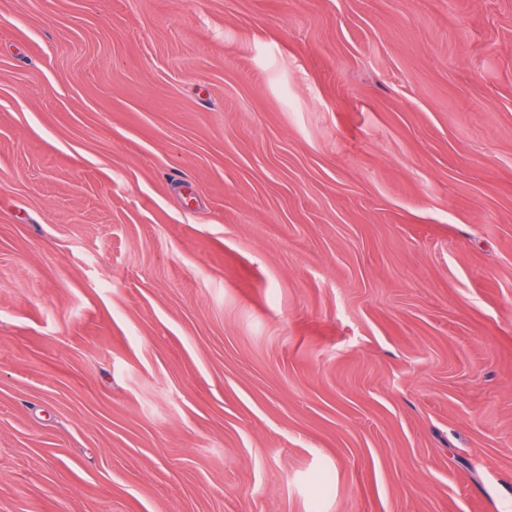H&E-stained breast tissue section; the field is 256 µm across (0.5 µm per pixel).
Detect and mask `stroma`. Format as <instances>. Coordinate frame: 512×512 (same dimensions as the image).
Instances as JSON below:
<instances>
[{"instance_id": "obj_1", "label": "stroma", "mask_w": 512, "mask_h": 512, "mask_svg": "<svg viewBox=\"0 0 512 512\" xmlns=\"http://www.w3.org/2000/svg\"><path fill=\"white\" fill-rule=\"evenodd\" d=\"M0 512H512V0H0Z\"/></svg>"}]
</instances>
